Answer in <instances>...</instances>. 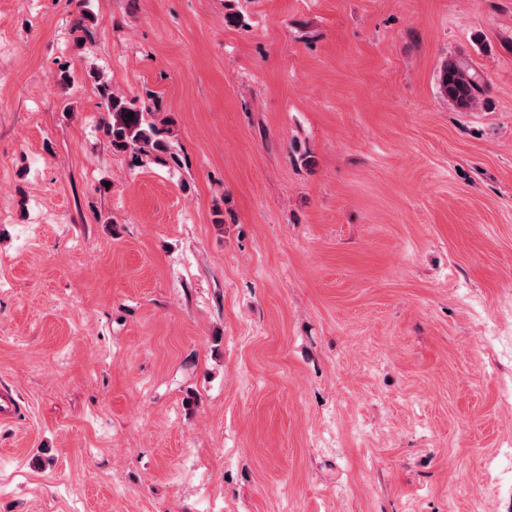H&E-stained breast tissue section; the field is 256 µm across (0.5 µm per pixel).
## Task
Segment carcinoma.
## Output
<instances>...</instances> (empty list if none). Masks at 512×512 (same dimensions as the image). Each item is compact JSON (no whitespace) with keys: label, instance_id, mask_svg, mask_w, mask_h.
<instances>
[{"label":"carcinoma","instance_id":"cac0c4a2","mask_svg":"<svg viewBox=\"0 0 512 512\" xmlns=\"http://www.w3.org/2000/svg\"><path fill=\"white\" fill-rule=\"evenodd\" d=\"M101 105L111 120L107 122L106 133L112 149L131 152L136 159H153L155 153L164 152L167 145L160 139L161 129L158 127V113L137 108L134 103L114 92L112 78L100 73H93ZM442 94L449 102L459 108L474 105L481 92L477 74L464 60L447 63L440 75ZM131 118H126L129 113Z\"/></svg>","mask_w":512,"mask_h":512}]
</instances>
